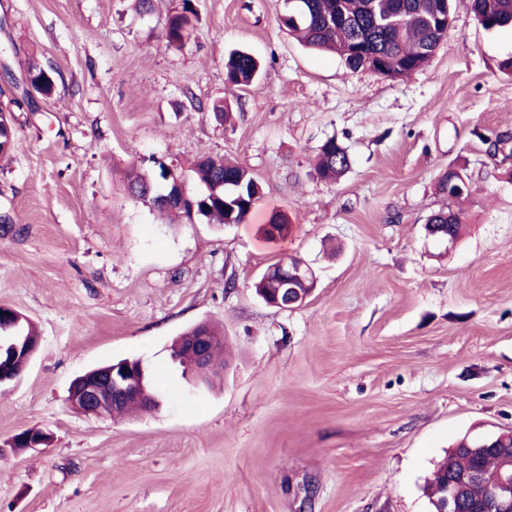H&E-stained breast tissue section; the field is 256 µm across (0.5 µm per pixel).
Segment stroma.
Wrapping results in <instances>:
<instances>
[{
	"label": "stroma",
	"instance_id": "1",
	"mask_svg": "<svg viewBox=\"0 0 512 512\" xmlns=\"http://www.w3.org/2000/svg\"><path fill=\"white\" fill-rule=\"evenodd\" d=\"M181 3L0 0L17 132L0 155V305L41 337L0 387V512H433L424 485L448 447L512 429V154L488 145L512 136V28L484 30L457 0L428 65L393 80L288 36L284 0H193L191 39L169 46ZM236 48L262 63L242 88L224 81ZM33 59L53 94L27 93ZM331 137L351 167L324 182L312 163ZM202 155L260 183L246 223L168 224L129 200L130 165ZM451 168L472 195L449 250L424 224ZM275 214L286 239L263 232ZM287 255L316 285L279 310L252 283ZM202 321L230 348L212 387L170 360ZM122 358L159 407L74 410L72 381ZM27 429L47 444L11 448Z\"/></svg>",
	"mask_w": 512,
	"mask_h": 512
}]
</instances>
